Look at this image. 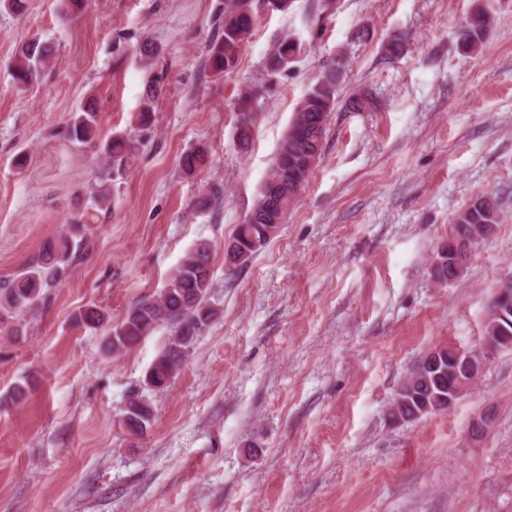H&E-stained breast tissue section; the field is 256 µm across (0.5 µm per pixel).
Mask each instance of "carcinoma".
<instances>
[{"label":"carcinoma","mask_w":512,"mask_h":512,"mask_svg":"<svg viewBox=\"0 0 512 512\" xmlns=\"http://www.w3.org/2000/svg\"><path fill=\"white\" fill-rule=\"evenodd\" d=\"M223 14L224 19L209 44L207 57L210 70L217 75L236 64L240 50L257 22L253 0H226ZM472 15V21L461 25L458 32L459 47L466 53L481 49L494 23L481 5L472 11ZM301 49V44L288 37L282 40L266 61L267 75L273 78L287 71ZM157 52V46L149 41L142 42L139 47L140 59L150 70L143 105L136 115V124L142 127L151 123V108L164 89L162 73L152 67ZM52 53L53 46L47 41L32 38L22 43L16 51L11 73L14 85L23 90L37 81L51 61ZM340 81L341 74L335 68L322 71L299 103L253 206L236 229V234L248 233L253 235V239L244 241L240 257L232 258L233 269H241L252 262L270 241L263 227L275 223L278 214H288L298 201L302 187L323 154L326 122L336 109ZM66 133L71 141L90 145L103 157L106 175L100 178V183L90 195L92 207L101 209L111 202V185L131 168L138 147L124 132H114L104 140L99 139L97 113L87 109L70 115ZM206 160L205 148L194 146L181 155L180 166L191 175ZM223 199L224 188L210 186L198 196L195 206L200 210H211ZM89 247L90 243L85 239V221L82 216H75L69 222L68 230L58 239L48 242L25 271L1 282L0 331L4 330L8 337L16 339L19 329L14 318L27 312H37L45 292L62 282L72 260ZM211 253L209 242L197 243L172 272L161 293L138 300L117 323L110 324V317L93 307L79 311L75 323L91 329L110 326L105 336L106 349L118 355L138 346L144 337L158 328H169L168 343L150 367V378L158 384L164 383L171 372L180 370L189 349L209 326V319L220 314V310L211 303ZM29 390L28 381L20 382L0 396V404L21 403ZM150 393V389L144 388L129 401L124 426L127 433L135 438L143 437L152 421Z\"/></svg>","instance_id":"1"}]
</instances>
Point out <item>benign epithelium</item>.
I'll return each mask as SVG.
<instances>
[{"label": "benign epithelium", "instance_id": "1", "mask_svg": "<svg viewBox=\"0 0 512 512\" xmlns=\"http://www.w3.org/2000/svg\"><path fill=\"white\" fill-rule=\"evenodd\" d=\"M473 247L457 248L453 259L448 261V281L459 280L467 267ZM512 308V276L503 278L490 299L484 325V336L480 351H468L451 345H439L432 348L426 356L424 366L432 372L437 384L448 381V405H453L472 382L484 371L486 358L497 351L511 348L512 339L499 333V319L505 317ZM425 378L414 374L405 389L398 391L395 402L390 407V420L394 424L403 423V419H419L423 415L439 409L435 401L429 399V393L420 387ZM412 413H407V409Z\"/></svg>", "mask_w": 512, "mask_h": 512}]
</instances>
